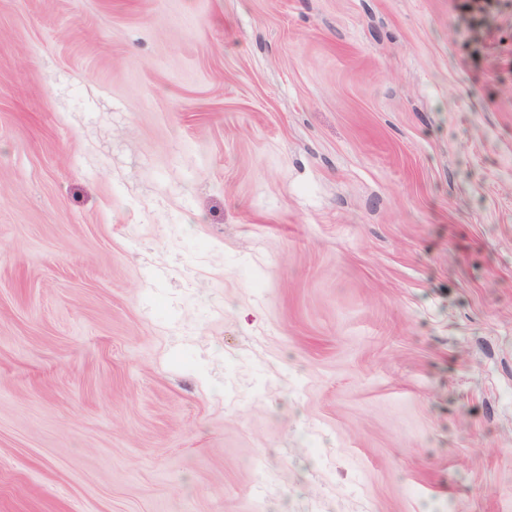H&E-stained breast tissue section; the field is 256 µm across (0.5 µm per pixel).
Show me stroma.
<instances>
[{"instance_id": "obj_1", "label": "stroma", "mask_w": 512, "mask_h": 512, "mask_svg": "<svg viewBox=\"0 0 512 512\" xmlns=\"http://www.w3.org/2000/svg\"><path fill=\"white\" fill-rule=\"evenodd\" d=\"M0 512H512V0H0Z\"/></svg>"}]
</instances>
